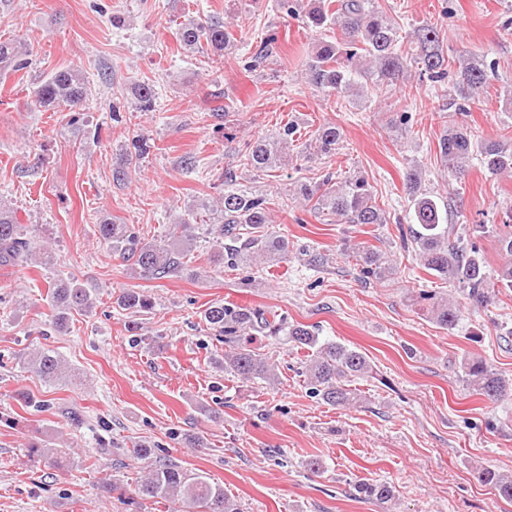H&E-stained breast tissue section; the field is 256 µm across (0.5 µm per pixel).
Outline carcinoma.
Returning <instances> with one entry per match:
<instances>
[{
    "instance_id": "carcinoma-1",
    "label": "carcinoma",
    "mask_w": 512,
    "mask_h": 512,
    "mask_svg": "<svg viewBox=\"0 0 512 512\" xmlns=\"http://www.w3.org/2000/svg\"><path fill=\"white\" fill-rule=\"evenodd\" d=\"M306 26L320 32L331 26L341 30L335 40L319 38L314 42L306 75L318 91L338 99L346 97L362 81H371L379 97L390 98L406 86L412 76L417 83L426 84L436 93L448 95V108L458 113L468 112L471 104L488 94L490 73L495 64L470 55L451 68L445 50L444 34L434 23L422 24L407 37L383 13L376 0H319L305 13ZM179 45L188 49L204 48L222 56L231 43L228 25L218 17L190 20L181 24L175 33ZM33 64L29 50L13 42H0V71L19 72ZM86 77L75 67H62L34 84L31 105L46 111L67 107L74 111L86 98ZM134 94L143 112L154 108V90L148 84L134 87ZM296 130L286 126L275 138L261 137L249 146L245 160L258 171L270 172L293 161L288 153V138ZM341 139L334 125L318 128L312 142L322 154L336 151ZM478 154L483 165L492 173L512 172V149L497 141L473 142L471 132L462 125L447 128L439 141L442 166L451 176L459 178L467 164ZM423 174L411 169L405 174V188L413 208L410 237L417 247L424 269L433 271L458 284L466 291L473 306L485 308L497 288H512V233L498 235L500 250L508 264L496 279L487 273L483 258L476 246H467L448 225V206L440 205L421 190ZM323 185L311 188L302 185L297 194L312 209L336 217L340 224H384L386 216L377 205L368 183L355 178L338 186ZM274 199L237 188L224 191L219 203L211 208L216 215L215 233L219 251L217 261L230 267L250 265L259 257L271 260L288 257V240L258 233L272 223ZM99 237L133 261L134 270L143 279H163L183 266V259L192 251L196 236L192 225L182 221L170 225L165 239L148 240L128 224H118L104 217L97 225ZM33 247L24 225L16 212L0 204V267H22L33 260ZM361 275L381 279L386 266L379 253L367 251L361 256ZM50 305L54 323L66 327L70 315L87 311L93 305L90 293L73 283L54 282L49 286ZM119 307L134 313L152 308V301L137 288H127L117 298ZM433 320L443 329L454 328L460 320L459 309L446 301L432 304ZM203 318L215 335L224 337V372L243 382L262 380L276 383L278 376L269 358L250 349L247 337L261 333L277 338L281 335L293 346L307 352L303 373L309 394L334 407L354 405L357 394L348 382L364 378L372 368L366 357L335 342H320L309 326L287 323L272 312L248 309L233 303L215 302L204 310ZM24 368L52 379L61 373L60 359L49 351L38 350L20 357ZM460 368L467 386L491 402L512 396V378H507L481 358L461 360ZM479 480L488 485L495 496L512 503V473L489 467L478 471ZM364 496L385 504L394 498L388 483L358 485ZM139 493L147 499H161L179 505L180 512H240L224 486L211 483L206 477L190 473L165 460H156L141 480Z\"/></svg>"
}]
</instances>
